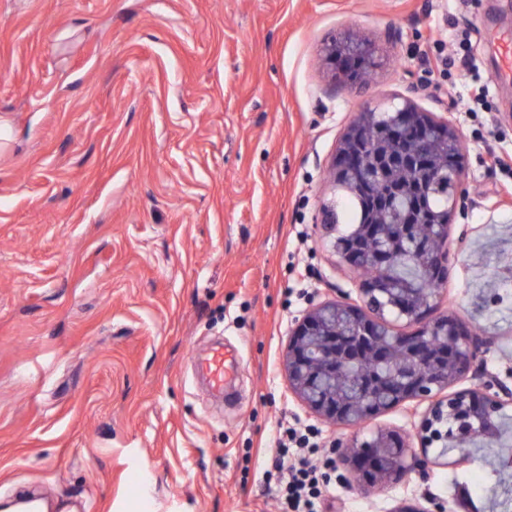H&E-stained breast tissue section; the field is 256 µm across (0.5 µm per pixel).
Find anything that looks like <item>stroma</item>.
I'll return each mask as SVG.
<instances>
[{"label": "stroma", "mask_w": 512, "mask_h": 512, "mask_svg": "<svg viewBox=\"0 0 512 512\" xmlns=\"http://www.w3.org/2000/svg\"><path fill=\"white\" fill-rule=\"evenodd\" d=\"M468 47L447 46L449 26ZM376 47L370 83L322 66L331 37ZM512 0H0V501L50 512H279L264 484L309 300L360 303L317 227L328 162L368 103L451 116L467 191L449 230L442 311L488 342L512 389V84L496 81ZM453 61L430 71L437 42ZM491 82L492 111L452 108ZM217 339L241 363L223 402L192 379ZM412 403L327 441L416 435ZM322 512L400 504L499 512L482 458L364 491L328 449Z\"/></svg>", "instance_id": "stroma-1"}]
</instances>
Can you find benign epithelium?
I'll list each match as a JSON object with an SVG mask.
<instances>
[{
    "instance_id": "benign-epithelium-1",
    "label": "benign epithelium",
    "mask_w": 512,
    "mask_h": 512,
    "mask_svg": "<svg viewBox=\"0 0 512 512\" xmlns=\"http://www.w3.org/2000/svg\"><path fill=\"white\" fill-rule=\"evenodd\" d=\"M368 57L377 58L376 50L358 36L333 38L322 50V60L333 72H344L350 63ZM375 111L376 107L367 106L343 134L330 162V179L336 178L338 169H347L353 176L368 172L384 178L398 166V160L391 157L392 144L385 138L377 142L372 155L365 153V135ZM395 111L406 123L432 132L433 166L440 167L461 153V136L452 121L435 119L409 100L396 105ZM335 206L333 198L320 206L321 226L329 233L337 229ZM451 211L448 207L428 215L427 221L436 231L418 249L416 260L429 270L449 262ZM404 235V226L391 224L384 213L376 212L373 223L357 227L338 253L358 271L359 261L378 260L394 252V241ZM359 292L360 305L343 297L320 299L311 302L297 321L284 356L289 391L311 413L332 425L357 426L408 401L427 403L418 449L396 433L383 430L336 444V455L351 471L362 474L371 487L394 485L423 464L439 463L450 450L456 455L454 464L470 462L473 443L495 439L485 423L508 415L512 408V391L493 380L453 390L465 378L475 376L482 340L459 317L448 315L434 319L425 332L414 328L391 337L380 332L384 315L391 311L407 324L414 323L437 306L442 288L431 294L410 288L387 292L365 283ZM395 347L403 353L390 361L385 387H398L397 398L382 402L377 394L362 390V380L352 375L351 369L362 355L382 362L385 353ZM449 419L459 427H445Z\"/></svg>"
}]
</instances>
